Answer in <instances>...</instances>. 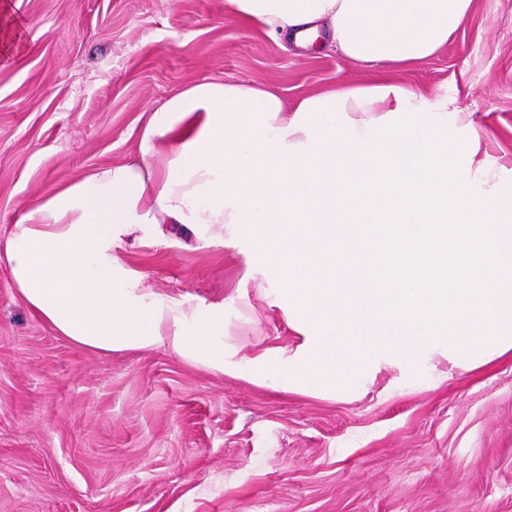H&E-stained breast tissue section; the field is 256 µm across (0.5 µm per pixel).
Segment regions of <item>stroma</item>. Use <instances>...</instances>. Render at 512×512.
<instances>
[{"label": "stroma", "mask_w": 512, "mask_h": 512, "mask_svg": "<svg viewBox=\"0 0 512 512\" xmlns=\"http://www.w3.org/2000/svg\"><path fill=\"white\" fill-rule=\"evenodd\" d=\"M32 53L0 61V219L137 154L189 83L255 82L288 102L376 79L455 97L512 186V0H473L419 62L367 67L283 47L224 0H22ZM145 287L235 296L236 249L189 234L124 252ZM246 351L293 345L273 309L226 310ZM0 512H512V357L439 386L383 370L350 400L285 394L164 348L97 353L59 336L0 266Z\"/></svg>", "instance_id": "1"}]
</instances>
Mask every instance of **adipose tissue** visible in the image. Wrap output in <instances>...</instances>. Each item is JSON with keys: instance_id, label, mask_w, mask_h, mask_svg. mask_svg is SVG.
Returning <instances> with one entry per match:
<instances>
[{"instance_id": "adipose-tissue-1", "label": "adipose tissue", "mask_w": 512, "mask_h": 512, "mask_svg": "<svg viewBox=\"0 0 512 512\" xmlns=\"http://www.w3.org/2000/svg\"><path fill=\"white\" fill-rule=\"evenodd\" d=\"M472 0H225L235 18L361 64L433 57ZM13 0L0 45L32 50ZM163 156H155V144ZM447 93L339 83L295 104L204 80L152 110L140 154L62 182L0 225V262L25 305L75 346L169 349L285 392L346 397L383 368L464 374L512 354V191ZM205 226L241 254L298 342L244 354L226 302L144 287L120 250Z\"/></svg>"}]
</instances>
